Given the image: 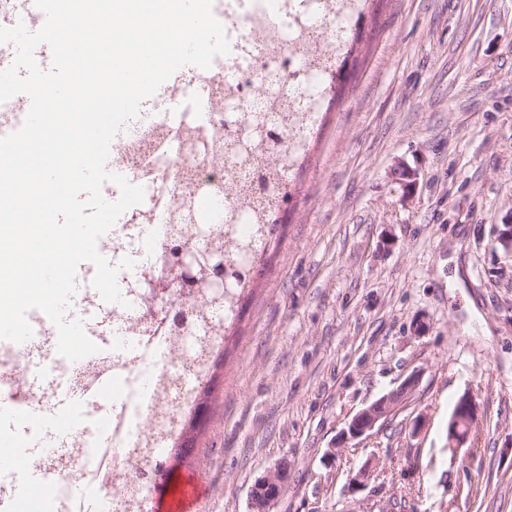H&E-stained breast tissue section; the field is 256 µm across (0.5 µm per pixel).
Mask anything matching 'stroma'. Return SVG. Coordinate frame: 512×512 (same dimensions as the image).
Listing matches in <instances>:
<instances>
[{"label":"stroma","instance_id":"1","mask_svg":"<svg viewBox=\"0 0 512 512\" xmlns=\"http://www.w3.org/2000/svg\"><path fill=\"white\" fill-rule=\"evenodd\" d=\"M362 27L158 512L188 482L205 512H251L283 458L272 512H512V0H373ZM399 159L419 170L408 200ZM415 371L395 416L338 443ZM465 394L478 423L452 448ZM288 459H282L270 467L263 476L258 478L251 489L253 512H271L282 489L288 482Z\"/></svg>","mask_w":512,"mask_h":512}]
</instances>
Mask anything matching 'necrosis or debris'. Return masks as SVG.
<instances>
[{"instance_id": "necrosis-or-debris-1", "label": "necrosis or debris", "mask_w": 512, "mask_h": 512, "mask_svg": "<svg viewBox=\"0 0 512 512\" xmlns=\"http://www.w3.org/2000/svg\"><path fill=\"white\" fill-rule=\"evenodd\" d=\"M363 9L364 0H214L230 54L216 57L210 68L173 74L161 85L160 101H144L138 116L116 134L112 171L142 186L144 200L118 218L98 247L111 264L128 257L134 266L118 273L123 303L104 302L92 288L83 289L80 300L87 335L111 337V348L69 361L57 352L55 325L33 309L27 314L32 338L23 348L0 351V399L11 406L9 431L28 438L36 449V469L50 478L42 512H72L76 484L84 493L83 512H149L151 491L141 485L139 474L161 444L178 435L180 416L194 402L193 383L202 378L204 360L222 340L204 336L186 347L177 332L161 324L160 299L138 284L161 269L163 244L175 231L170 212L193 182L216 187L199 203L207 223L222 225L235 203L240 206L238 234H248L253 222L243 205L250 176L213 158L186 154L184 135L223 134L224 100L246 96L274 76L288 101V153L300 158L319 121L309 103L326 98L330 90V70L312 58L336 62L344 57ZM283 57L297 64V72L272 75ZM107 384L112 387L108 441L84 409L87 396ZM63 397L75 422L72 432L61 436L25 424L34 404L46 419H54Z\"/></svg>"}]
</instances>
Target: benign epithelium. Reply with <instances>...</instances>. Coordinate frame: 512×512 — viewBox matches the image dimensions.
<instances>
[{"instance_id": "obj_1", "label": "benign epithelium", "mask_w": 512, "mask_h": 512, "mask_svg": "<svg viewBox=\"0 0 512 512\" xmlns=\"http://www.w3.org/2000/svg\"><path fill=\"white\" fill-rule=\"evenodd\" d=\"M391 176L400 185L402 198L405 200L411 198L418 184V170L406 161L398 160L392 166ZM206 244L208 253L215 258L206 281L201 282L196 276V254L181 250L172 257L165 275L160 278L146 279L144 287L148 288L153 295L164 299L173 296L176 288L189 293L199 288H207L215 295L222 294L224 292L223 252L212 240H206ZM159 315L163 322L172 324L181 334L195 335L187 310L178 304L164 305ZM419 377V373H412L396 389L356 413L342 432L341 440L362 437L373 431L375 427L381 426L409 398L419 383ZM477 412L476 402L471 396L464 395L460 398L448 423V443L451 446L457 447L469 439ZM171 454L172 451H165L163 458L149 464L148 468L142 472L143 478L151 486H156L161 475L170 473ZM288 475V459L284 458L255 481L251 489L252 512H271L272 506L288 482Z\"/></svg>"}]
</instances>
